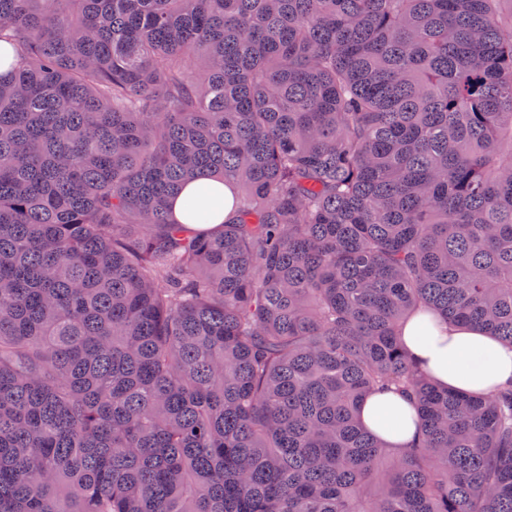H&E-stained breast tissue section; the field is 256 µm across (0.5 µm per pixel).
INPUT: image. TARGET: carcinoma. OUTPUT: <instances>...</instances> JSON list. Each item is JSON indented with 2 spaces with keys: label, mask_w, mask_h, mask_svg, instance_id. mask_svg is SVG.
<instances>
[{
  "label": "carcinoma",
  "mask_w": 512,
  "mask_h": 512,
  "mask_svg": "<svg viewBox=\"0 0 512 512\" xmlns=\"http://www.w3.org/2000/svg\"><path fill=\"white\" fill-rule=\"evenodd\" d=\"M1 43L0 512H512V383L400 332L512 346V0H0ZM187 196L195 197L209 211L212 224L224 221L231 212L230 187L210 176H200L186 185L175 204V213L181 221H190L182 211V201ZM409 354L440 385L489 395L512 378V351L482 330L438 323L427 312L402 329ZM360 420L395 448L411 446L419 435L413 404L395 392H380L368 397L361 406Z\"/></svg>",
  "instance_id": "obj_1"
}]
</instances>
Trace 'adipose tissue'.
<instances>
[{"instance_id": "obj_1", "label": "adipose tissue", "mask_w": 512, "mask_h": 512, "mask_svg": "<svg viewBox=\"0 0 512 512\" xmlns=\"http://www.w3.org/2000/svg\"><path fill=\"white\" fill-rule=\"evenodd\" d=\"M184 193L209 211L212 223L223 221L231 212V190L215 178L198 177L186 185ZM402 340L409 354L442 386L487 395L512 379V351L482 330L438 323L429 313L420 312L405 323ZM360 420L396 448L411 446L419 435L412 403L395 392L368 397Z\"/></svg>"}]
</instances>
